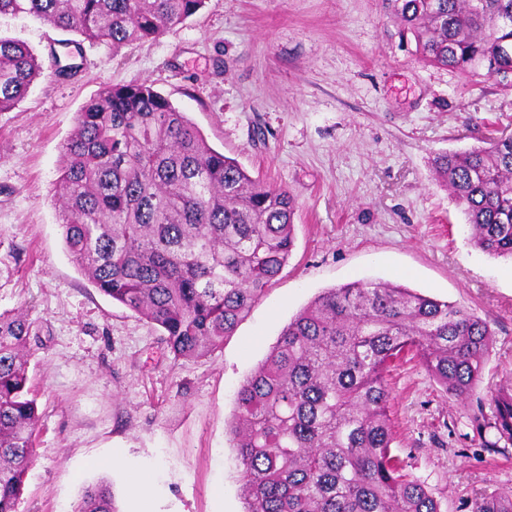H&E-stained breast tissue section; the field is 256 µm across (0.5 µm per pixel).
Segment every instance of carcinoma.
Returning <instances> with one entry per match:
<instances>
[{"label": "carcinoma", "instance_id": "1", "mask_svg": "<svg viewBox=\"0 0 512 512\" xmlns=\"http://www.w3.org/2000/svg\"><path fill=\"white\" fill-rule=\"evenodd\" d=\"M430 66L512 90V0H382ZM205 0H0L82 41L119 49L154 39ZM21 41L0 35V112L41 76ZM55 200L67 252L88 281L162 331L175 360L207 357L280 274L295 243L296 201L210 147L153 85L103 87L77 113ZM432 167L464 208L470 242L512 259V136ZM33 322L0 313V512H18L39 419L29 385ZM493 345L466 309L391 282L356 281L314 298L282 330L236 394L230 426L244 512H441L398 472L387 416V365L420 356L448 396L465 399ZM499 438L512 441V388L491 395ZM78 512H117L109 487H88ZM472 512H512L485 493Z\"/></svg>", "mask_w": 512, "mask_h": 512}]
</instances>
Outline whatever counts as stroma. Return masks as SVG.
I'll list each match as a JSON object with an SVG mask.
<instances>
[{"label": "stroma", "instance_id": "1", "mask_svg": "<svg viewBox=\"0 0 512 512\" xmlns=\"http://www.w3.org/2000/svg\"><path fill=\"white\" fill-rule=\"evenodd\" d=\"M0 34L43 64L0 112V312L38 334L29 379L39 423L20 512H78L110 485L118 512H243L229 425L241 381L318 294L391 281L488 322L475 390L450 398L412 354L385 376L391 453L442 512L512 493V444L490 395L512 382V260L475 249L462 208L435 179L440 151L512 134V92L414 57L381 0H206L159 37L113 50L64 45L30 16ZM147 82L207 143L297 198L295 248L214 355L174 360L160 331L100 293L68 255L54 188L77 112L107 85ZM117 453L119 465L96 466Z\"/></svg>", "mask_w": 512, "mask_h": 512}]
</instances>
